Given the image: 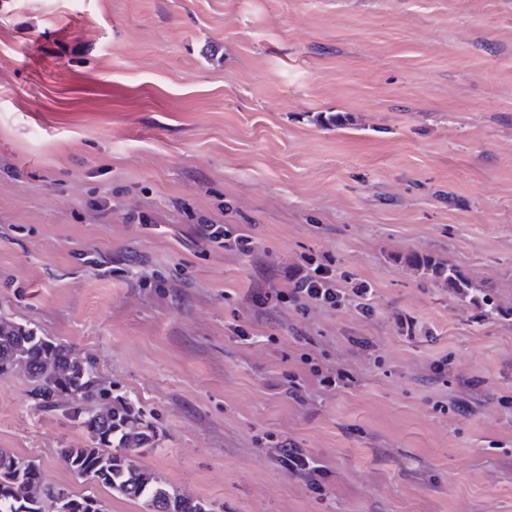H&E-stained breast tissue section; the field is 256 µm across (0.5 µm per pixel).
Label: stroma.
<instances>
[{"instance_id": "1", "label": "stroma", "mask_w": 512, "mask_h": 512, "mask_svg": "<svg viewBox=\"0 0 512 512\" xmlns=\"http://www.w3.org/2000/svg\"><path fill=\"white\" fill-rule=\"evenodd\" d=\"M312 253L371 284V315L254 305ZM0 318L140 406L135 463L208 512H512V0H0ZM30 389L0 374V449L143 512L60 462L88 434ZM198 234L205 242L244 256L257 248L255 239L236 224H198ZM448 263V262H447ZM448 288H451L458 295L462 303L471 304L473 293H481L486 296L482 304V316L485 319L495 318L501 315L502 307L497 303L496 298L489 293L482 292L465 277L453 265L448 263ZM306 364H310L309 371L310 373L316 377L319 383L326 388L336 389L341 387H346L349 385L348 381L350 380L348 375L340 371H326L325 373L319 368V366L310 361L309 358H306Z\"/></svg>"}]
</instances>
